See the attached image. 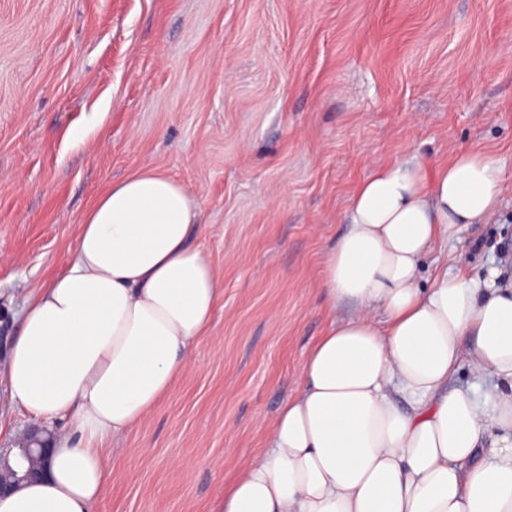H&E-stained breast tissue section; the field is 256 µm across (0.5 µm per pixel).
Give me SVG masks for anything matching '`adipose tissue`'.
Returning a JSON list of instances; mask_svg holds the SVG:
<instances>
[{"label":"adipose tissue","mask_w":512,"mask_h":512,"mask_svg":"<svg viewBox=\"0 0 512 512\" xmlns=\"http://www.w3.org/2000/svg\"><path fill=\"white\" fill-rule=\"evenodd\" d=\"M511 186L479 152L386 164L359 185L319 280L328 310H355L330 318L299 394L212 512H512V282L491 267L421 284L423 258L456 225L492 220ZM199 214L181 183L135 172L29 293L0 381L54 451L0 512H94L114 439L190 371L222 294ZM463 365L474 382L453 385Z\"/></svg>","instance_id":"obj_1"}]
</instances>
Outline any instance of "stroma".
<instances>
[{
    "mask_svg": "<svg viewBox=\"0 0 512 512\" xmlns=\"http://www.w3.org/2000/svg\"><path fill=\"white\" fill-rule=\"evenodd\" d=\"M462 150L512 179V0H0V336L98 195L146 167L198 197L223 288L96 512H210L299 391L357 186ZM510 242L512 191L424 275L484 272Z\"/></svg>",
    "mask_w": 512,
    "mask_h": 512,
    "instance_id": "35a3bbf8",
    "label": "stroma"
}]
</instances>
